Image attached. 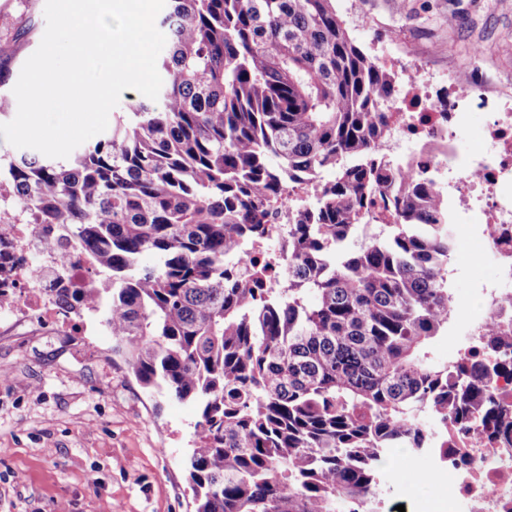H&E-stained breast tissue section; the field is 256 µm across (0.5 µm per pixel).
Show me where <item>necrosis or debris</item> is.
<instances>
[{"mask_svg":"<svg viewBox=\"0 0 512 512\" xmlns=\"http://www.w3.org/2000/svg\"><path fill=\"white\" fill-rule=\"evenodd\" d=\"M400 69L389 107L392 136L380 151L403 158L411 173H427L438 195L447 198L449 212L465 220L477 215L485 223L473 241L480 251L497 257L498 273L478 290L473 304L460 306L466 332L512 320V307L503 302L512 283V258L500 259L501 238L488 231L494 224L512 225V92L474 94L456 71L432 69L411 47ZM441 97L446 107L438 106ZM476 108L487 112L481 143L474 150L459 149L456 142ZM0 223L28 257L16 276L10 306L0 309V322L12 326L36 312L55 314L37 277L51 260L34 225L21 223L9 209L0 211ZM422 465L432 482L427 493L412 495L411 512H512V447H499L480 430L449 431L447 448L431 449Z\"/></svg>","mask_w":512,"mask_h":512,"instance_id":"4bbe7bcc","label":"necrosis or debris"}]
</instances>
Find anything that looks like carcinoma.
<instances>
[{
  "label": "carcinoma",
  "mask_w": 512,
  "mask_h": 512,
  "mask_svg": "<svg viewBox=\"0 0 512 512\" xmlns=\"http://www.w3.org/2000/svg\"><path fill=\"white\" fill-rule=\"evenodd\" d=\"M334 2L167 0L157 103L129 97L67 159H0V205L95 274L67 288L58 262V308L109 329L144 389L198 404L194 512H371L391 448H446L450 426L512 446L492 383L512 374V334L432 357L455 319L448 201L378 154L393 75ZM297 177L313 202L266 288L273 268L242 270L237 251ZM375 212L384 238L347 249ZM24 262L0 230V288Z\"/></svg>",
  "instance_id": "carcinoma-1"
}]
</instances>
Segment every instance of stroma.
I'll list each match as a JSON object with an SVG mask.
<instances>
[{
    "label": "stroma",
    "mask_w": 512,
    "mask_h": 512,
    "mask_svg": "<svg viewBox=\"0 0 512 512\" xmlns=\"http://www.w3.org/2000/svg\"><path fill=\"white\" fill-rule=\"evenodd\" d=\"M45 0H0V68L17 82L46 29ZM368 54L411 45L461 70L476 92L512 86V0H335ZM357 9L367 21L349 19ZM451 266L456 298L475 293L495 262L467 247ZM197 408L143 390L112 353L106 329L59 335L0 324V512H193L184 462ZM24 481H15V474Z\"/></svg>",
    "instance_id": "35a3bbf8"
}]
</instances>
